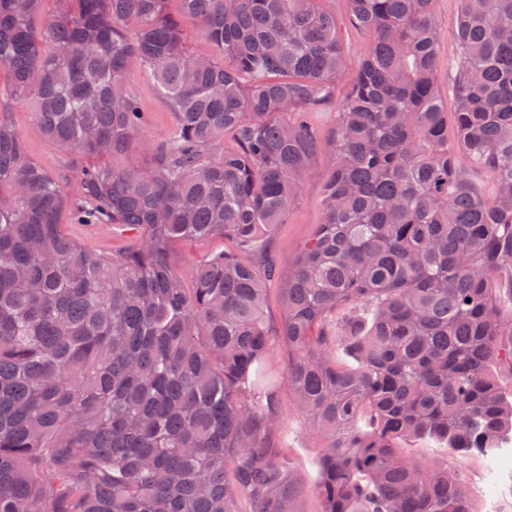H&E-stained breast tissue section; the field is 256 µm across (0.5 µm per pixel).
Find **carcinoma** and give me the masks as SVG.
Returning <instances> with one entry per match:
<instances>
[{
  "label": "carcinoma",
  "mask_w": 512,
  "mask_h": 512,
  "mask_svg": "<svg viewBox=\"0 0 512 512\" xmlns=\"http://www.w3.org/2000/svg\"><path fill=\"white\" fill-rule=\"evenodd\" d=\"M0 0V66L70 158L47 172L0 98V512H473L451 467L512 443V0H460L451 90L436 0H346L372 37L336 104L324 212L283 289L297 409L324 442L307 486L260 408L271 231L350 64L321 0ZM194 17L215 49L187 44ZM175 114L152 165L132 60ZM237 148L224 149V135ZM492 179L485 195L466 168ZM75 190H66L69 182ZM133 230L125 252L66 236ZM230 239L184 286L175 243ZM436 13L440 19L439 31V62L436 79L442 89L445 109H448V144L456 141V130L453 113L456 110V101L450 90L454 72L452 65L457 56L456 43L452 32L459 9V0H436ZM68 213L61 216L62 231L93 253L118 254L136 239L135 233L110 224H70Z\"/></svg>",
  "instance_id": "carcinoma-1"
}]
</instances>
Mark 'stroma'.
<instances>
[{
	"label": "stroma",
	"instance_id": "1",
	"mask_svg": "<svg viewBox=\"0 0 512 512\" xmlns=\"http://www.w3.org/2000/svg\"><path fill=\"white\" fill-rule=\"evenodd\" d=\"M324 9L335 14L338 35L352 66H359L368 55L372 40L360 28L352 25L346 13L345 0H323ZM436 13L440 19L439 62L436 79L442 89L445 109L455 111L456 101L450 90L454 72L452 65L457 56L456 43L452 32L459 9V0H436ZM128 85L137 97L148 118L145 137L149 144L165 143L175 125V116L155 87L144 81L137 65H130ZM10 117L15 128L24 137L31 158L52 173L65 171L68 157L48 140L40 131L33 117L29 101L17 99L11 104ZM311 119L317 128L321 151L313 160L314 175L302 184L296 203L286 223L276 225L272 235V252L278 269L277 280L270 282L267 291L265 320L275 340L270 350V365L275 373L281 374L288 365V347L279 342L277 335L282 326V290L288 282V275L308 240L315 224L323 217L324 179L332 154V139L336 129V112L327 107L313 113ZM62 231L80 242L85 249L94 253L117 254L126 250L136 239L133 232L108 224H75L69 215L61 217ZM273 410L282 428L272 434L266 445L275 454L293 462L306 483L317 478V461L323 447L322 438L310 430L307 418L295 406L287 381L281 380L276 392ZM404 454L417 458L430 467L453 466L463 477L472 494L470 500L474 512H485L487 499L498 496L500 512H512V497L498 495L494 486H482L481 480L486 464L479 458L465 453L449 454L446 449L433 443L405 444Z\"/></svg>",
	"mask_w": 512,
	"mask_h": 512
}]
</instances>
